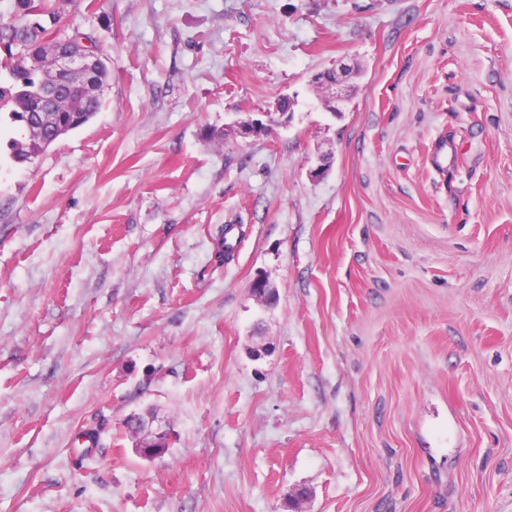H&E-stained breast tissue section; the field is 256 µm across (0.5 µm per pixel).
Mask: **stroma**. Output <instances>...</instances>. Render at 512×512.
Returning a JSON list of instances; mask_svg holds the SVG:
<instances>
[{"mask_svg":"<svg viewBox=\"0 0 512 512\" xmlns=\"http://www.w3.org/2000/svg\"><path fill=\"white\" fill-rule=\"evenodd\" d=\"M52 5L110 76L0 128V512H512V0ZM349 66L338 63L336 64V79L333 71L328 70L324 72L325 81L321 78V72L313 75L311 82L317 86L322 92V104L328 112L333 114H341L347 109L350 97L348 95V80L352 72ZM100 100L95 104L92 111L82 108L81 100L76 96H61L54 102L53 115L54 123L71 126L74 130L88 123L97 113L100 107ZM283 101L284 100H279L272 108L268 107L266 110L257 113L265 117V121L257 118L235 121L230 126L232 132L235 136L245 139L268 127L287 126L290 123L292 111L291 109L284 108Z\"/></svg>","mask_w":512,"mask_h":512,"instance_id":"stroma-1","label":"stroma"}]
</instances>
